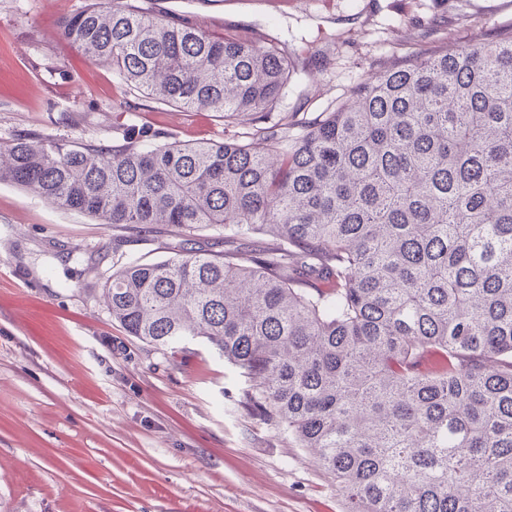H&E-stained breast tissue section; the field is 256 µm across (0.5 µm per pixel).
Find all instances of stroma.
I'll return each mask as SVG.
<instances>
[{"instance_id": "1", "label": "stroma", "mask_w": 512, "mask_h": 512, "mask_svg": "<svg viewBox=\"0 0 512 512\" xmlns=\"http://www.w3.org/2000/svg\"><path fill=\"white\" fill-rule=\"evenodd\" d=\"M89 0H0V142L110 146L147 124L193 143L242 128L126 89L60 36ZM232 37L277 39L299 81L277 111L314 118L357 78L450 41L488 44L512 0H151ZM164 237L115 229L0 182V512H347L311 453L244 405L248 380L202 341L162 351L112 322L102 288Z\"/></svg>"}]
</instances>
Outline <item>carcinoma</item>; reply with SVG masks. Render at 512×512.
<instances>
[{"mask_svg": "<svg viewBox=\"0 0 512 512\" xmlns=\"http://www.w3.org/2000/svg\"><path fill=\"white\" fill-rule=\"evenodd\" d=\"M59 33L159 103L251 128L0 144V182L175 238L112 271V320L158 350L203 339L348 512H512V32L387 66L312 121L273 113L297 76L275 39L139 0H95ZM209 231L224 253L196 246Z\"/></svg>", "mask_w": 512, "mask_h": 512, "instance_id": "carcinoma-1", "label": "carcinoma"}]
</instances>
